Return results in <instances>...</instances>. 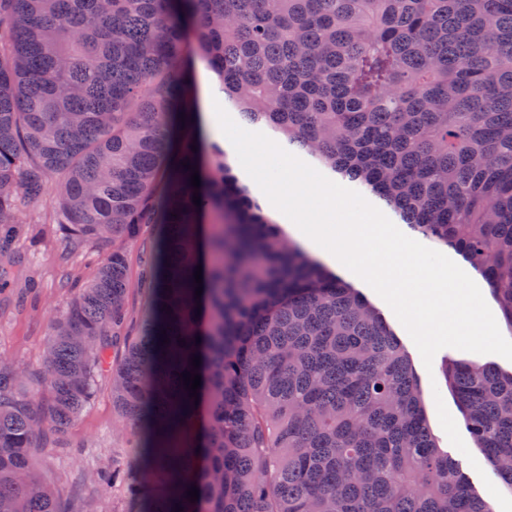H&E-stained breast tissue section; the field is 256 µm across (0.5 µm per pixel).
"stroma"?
Segmentation results:
<instances>
[{"mask_svg": "<svg viewBox=\"0 0 512 512\" xmlns=\"http://www.w3.org/2000/svg\"><path fill=\"white\" fill-rule=\"evenodd\" d=\"M52 197L34 207L14 249L20 256L12 272V290L0 295V358L37 366L48 339L53 317L66 310L71 291L61 289L60 275L71 270L77 280H87L111 252V241L84 247L76 254L62 248L57 225L51 224ZM357 291L385 317L408 353L422 393L427 424L439 448L458 454L463 472L492 512H512V492L502 484L465 428L462 412L443 366L446 360H467L471 354L452 347L439 350L424 364L411 336L389 305L367 284ZM70 445L39 457L37 465L61 497L79 512H110L116 499L101 496L90 481L94 469L108 463L115 449L125 444L112 410L110 378L101 375L93 402L69 432Z\"/></svg>", "mask_w": 512, "mask_h": 512, "instance_id": "35a3bbf8", "label": "stroma"}]
</instances>
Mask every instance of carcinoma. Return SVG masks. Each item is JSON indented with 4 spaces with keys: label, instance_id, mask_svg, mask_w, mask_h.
I'll list each match as a JSON object with an SVG mask.
<instances>
[{
    "label": "carcinoma",
    "instance_id": "obj_1",
    "mask_svg": "<svg viewBox=\"0 0 512 512\" xmlns=\"http://www.w3.org/2000/svg\"><path fill=\"white\" fill-rule=\"evenodd\" d=\"M197 59L249 124L460 252L512 326V0H0V292L49 189L69 252L112 239L39 367L0 359V512H74L34 460L69 447L105 367L130 444L91 481L127 512H492L380 312L286 242L219 144L204 158ZM444 372L512 488V372ZM150 236V230L147 229L136 243L127 245L132 273V289L128 309V330L132 336H136L139 332L140 324L149 301V290L146 285L141 283L139 273L142 267L140 251L142 246L149 242Z\"/></svg>",
    "mask_w": 512,
    "mask_h": 512
}]
</instances>
